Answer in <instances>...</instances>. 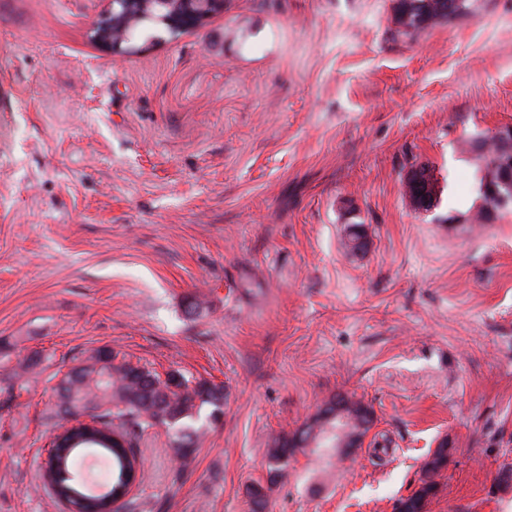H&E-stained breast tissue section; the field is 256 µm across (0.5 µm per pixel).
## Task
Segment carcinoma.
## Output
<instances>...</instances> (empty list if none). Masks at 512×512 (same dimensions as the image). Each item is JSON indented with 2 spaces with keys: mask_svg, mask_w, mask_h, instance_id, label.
<instances>
[{
  "mask_svg": "<svg viewBox=\"0 0 512 512\" xmlns=\"http://www.w3.org/2000/svg\"><path fill=\"white\" fill-rule=\"evenodd\" d=\"M424 0H396V22L406 35L417 34L437 24L472 13L475 0H458L456 10L448 12V0H430V22L422 24L418 17ZM501 156L496 149L473 152V177L477 197H482L478 173L498 166ZM57 398L56 415L65 421L63 431L54 439L48 451L52 476L46 485L51 494L65 505L69 512H143V502L129 494L141 471V458L134 451L143 432L158 424L176 429L177 436L168 451L181 464L173 475L178 481L191 461L198 444V431L193 422L201 409L212 407L209 418L219 420L223 414V390L206 380L194 384L179 373L161 378L157 373L127 362L116 361L112 349L94 350L77 365L62 374L54 387ZM346 406L342 396H334L319 410L314 423L297 430L293 436L273 440L267 450L266 483H254L247 494L254 512L265 508L268 492L272 490L288 468L295 451L305 447L308 430L317 427L325 431L327 416L336 414V406ZM97 449L98 455L109 465L103 495L86 492L75 479L74 467L83 451ZM444 449H439L424 466V480L420 490L399 502L404 508L410 502L424 507L426 498L434 489L432 476L446 463Z\"/></svg>",
  "mask_w": 512,
  "mask_h": 512,
  "instance_id": "cac0c4a2",
  "label": "carcinoma"
}]
</instances>
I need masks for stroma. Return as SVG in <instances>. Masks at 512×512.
I'll list each match as a JSON object with an SVG mask.
<instances>
[{
  "instance_id": "stroma-1",
  "label": "stroma",
  "mask_w": 512,
  "mask_h": 512,
  "mask_svg": "<svg viewBox=\"0 0 512 512\" xmlns=\"http://www.w3.org/2000/svg\"><path fill=\"white\" fill-rule=\"evenodd\" d=\"M392 6L224 0L113 54L103 0H0V512H63L50 378L102 346L224 388L179 482L166 429L139 439L146 512H251L272 441L337 395L363 444L296 452L265 512H396L439 448L423 512H512V212L446 221L467 141L512 125V0L410 37ZM405 190L416 214L425 215L434 210L438 194V184L426 166L413 167L407 174Z\"/></svg>"
}]
</instances>
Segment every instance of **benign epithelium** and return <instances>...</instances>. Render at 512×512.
Segmentation results:
<instances>
[{"label":"benign epithelium","mask_w":512,"mask_h":512,"mask_svg":"<svg viewBox=\"0 0 512 512\" xmlns=\"http://www.w3.org/2000/svg\"><path fill=\"white\" fill-rule=\"evenodd\" d=\"M109 7L93 29L94 40L102 47L119 51L129 43L128 28L135 20L155 18L182 32L196 28L212 15L224 10V0H108ZM486 144L498 147L503 155L497 176L485 173L482 192L493 202L488 205L479 200L478 207L487 209L490 215L503 211L512 205V126L496 129L491 136L478 142V148ZM405 190L413 211L425 215L434 210L438 184L429 168L422 165L413 167L407 174Z\"/></svg>","instance_id":"benign-epithelium-1"}]
</instances>
